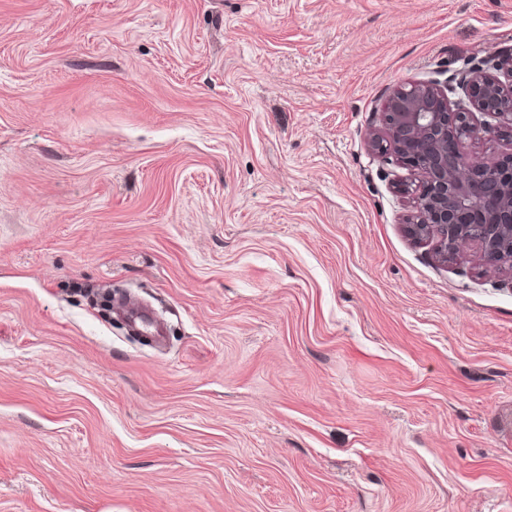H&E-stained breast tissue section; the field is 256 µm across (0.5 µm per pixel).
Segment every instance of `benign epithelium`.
Returning a JSON list of instances; mask_svg holds the SVG:
<instances>
[{
	"label": "benign epithelium",
	"instance_id": "obj_1",
	"mask_svg": "<svg viewBox=\"0 0 512 512\" xmlns=\"http://www.w3.org/2000/svg\"><path fill=\"white\" fill-rule=\"evenodd\" d=\"M493 69L473 70L456 100L437 80L395 90L381 106L382 125L370 145L418 175L399 188L412 199L406 223L416 241L434 243L445 263L468 261L462 251L468 244L486 271L512 274V153L477 160L459 137L463 129L471 141L484 139L478 116L487 115L498 120L496 136L512 139V103L499 104L512 92V53Z\"/></svg>",
	"mask_w": 512,
	"mask_h": 512
}]
</instances>
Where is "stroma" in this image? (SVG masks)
<instances>
[{
  "label": "stroma",
  "mask_w": 512,
  "mask_h": 512,
  "mask_svg": "<svg viewBox=\"0 0 512 512\" xmlns=\"http://www.w3.org/2000/svg\"><path fill=\"white\" fill-rule=\"evenodd\" d=\"M507 48L512 0H0V512H512V279L368 145ZM123 311L128 318V320L137 325L140 323L144 329L149 331L148 336L152 340H159L163 335L162 329L151 322L139 309L138 305L133 301H128L125 303Z\"/></svg>",
  "instance_id": "35a3bbf8"
}]
</instances>
